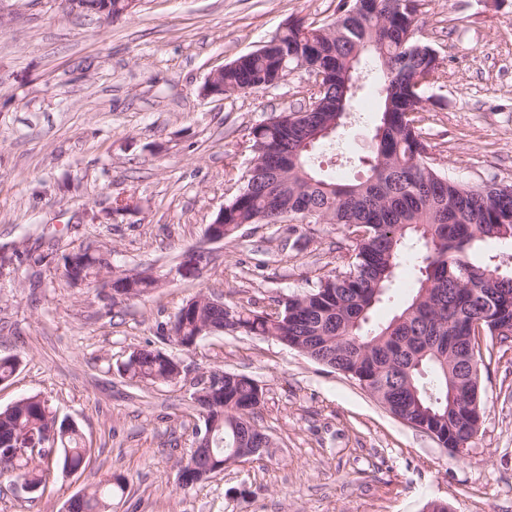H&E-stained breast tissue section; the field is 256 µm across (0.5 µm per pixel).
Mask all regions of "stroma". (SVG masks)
<instances>
[{"mask_svg":"<svg viewBox=\"0 0 512 512\" xmlns=\"http://www.w3.org/2000/svg\"><path fill=\"white\" fill-rule=\"evenodd\" d=\"M338 3L140 0L113 21L57 0L0 5V357L19 361L0 409L40 395L92 449L78 473L50 466L37 493L0 477V512H63L118 476L112 512H423L434 500L512 512V343L481 339L482 423L458 453L278 341L227 331L186 350L162 334L197 295L263 307L341 266V229L286 222L246 225L211 245L202 275L175 273L252 166V130L307 102L301 69L221 99L202 95L208 76L289 22H331ZM417 14L440 61L421 121L434 167L469 188L512 184V0H418ZM378 107L364 88L344 133L316 150L325 173L362 176ZM88 244L172 280L125 300L70 286L61 257ZM146 345L180 360L178 384L119 376ZM214 371L260 385L271 444L184 488L181 461L202 425L191 394Z\"/></svg>","mask_w":512,"mask_h":512,"instance_id":"stroma-1","label":"stroma"}]
</instances>
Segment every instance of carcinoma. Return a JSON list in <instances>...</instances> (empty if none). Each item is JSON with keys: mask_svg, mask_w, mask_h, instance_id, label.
I'll return each mask as SVG.
<instances>
[{"mask_svg": "<svg viewBox=\"0 0 512 512\" xmlns=\"http://www.w3.org/2000/svg\"><path fill=\"white\" fill-rule=\"evenodd\" d=\"M358 0H339L338 15L320 26L294 23L275 34L268 45L225 64L218 81L224 94L248 93L283 78L302 54L310 66L336 76L331 90L314 93L317 111L300 116L287 112L252 131L253 165L224 206V237L246 224H272L283 211L308 205L316 213L310 223L341 227L348 237L349 260L334 274L317 277L302 295L278 303L270 313L230 308L236 330L271 337L291 348L307 347L310 358L366 385L390 411L410 416L418 429L436 434L438 445L456 448L470 443L482 419L478 371L480 337L512 340V270L494 277L501 267L488 257L484 264L472 253L486 239L512 241V186L495 183L466 188L441 174L429 162L419 126L431 84L413 88L412 77L428 69L431 47L412 52L405 41L418 27L417 15L405 11L353 15ZM377 71L379 122L375 147L366 162L365 178L340 183L322 176L314 148L325 140L319 129L339 128L355 111L357 94L347 82L357 80L362 62ZM415 257L418 276L412 294L387 322L373 320L376 307L396 297L394 284L404 257ZM99 250L79 247L62 257L65 278L98 282ZM117 287L144 296L160 280L125 271ZM216 312L195 299L182 305L168 338L191 343ZM118 371L135 383L173 384L179 372L173 358L156 348L133 351ZM218 407H199L203 425L198 443H211L201 465L220 468L237 449L249 444V428L240 409L258 405L257 382L243 375L224 379ZM57 430L56 449L32 461L5 449ZM58 455L63 469L82 470L91 460L79 429L57 420L47 401L30 395L0 409V470L14 480L41 486L44 465ZM124 481L84 494L79 512H106Z\"/></svg>", "mask_w": 512, "mask_h": 512, "instance_id": "carcinoma-1", "label": "carcinoma"}]
</instances>
